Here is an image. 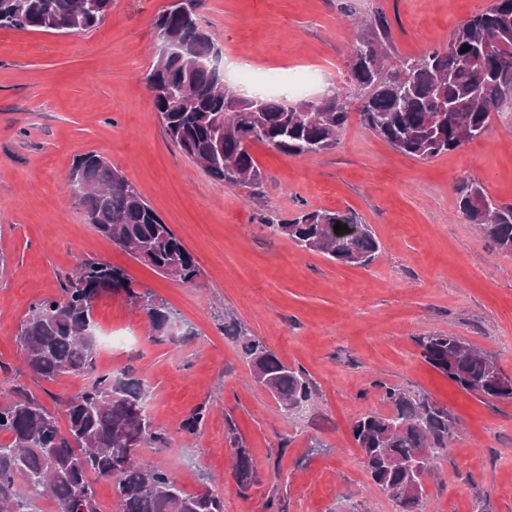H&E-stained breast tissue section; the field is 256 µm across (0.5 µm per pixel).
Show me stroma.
Here are the masks:
<instances>
[{"mask_svg": "<svg viewBox=\"0 0 512 512\" xmlns=\"http://www.w3.org/2000/svg\"><path fill=\"white\" fill-rule=\"evenodd\" d=\"M169 0H112L81 35L0 29V403L15 391L50 410L82 385L48 382L22 363L18 327L30 305L56 297L88 260L124 268L137 288L164 300L187 333L157 343L146 316L121 296L94 310L97 365L132 367L151 387L148 410L174 433L144 463L171 470L188 492L210 488L224 512H265L273 495L287 512H397L376 489L351 436L380 407L377 382L427 395L455 431L425 478L423 512H512V401L460 390L422 357L418 337L454 334L512 376V255L458 213L459 184L481 182L512 204V105L493 112L483 137L429 161L393 150L351 112L336 148L292 157L251 152L263 182L229 188L166 137L145 76L156 61L153 21ZM490 0H205L201 25L223 59L255 72L306 70L347 84L354 21L383 14L396 54L445 46L451 31ZM95 151L137 185L195 257L193 281L165 278L87 223L67 180L78 154ZM355 212L380 254L351 266L303 250L265 219L303 209ZM240 324L282 361L303 368L315 396L289 414L256 383ZM197 435L178 432L196 407ZM250 449L257 482L233 475L228 424Z\"/></svg>", "mask_w": 512, "mask_h": 512, "instance_id": "1", "label": "stroma"}]
</instances>
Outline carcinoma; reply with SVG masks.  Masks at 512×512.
Wrapping results in <instances>:
<instances>
[{
	"mask_svg": "<svg viewBox=\"0 0 512 512\" xmlns=\"http://www.w3.org/2000/svg\"><path fill=\"white\" fill-rule=\"evenodd\" d=\"M203 0H173L153 22L155 36L185 42L189 54L155 61L146 75L155 112L173 144L201 164L216 182L257 187L261 169L251 152L258 142L293 157L336 148L350 105L331 87L311 103L310 113L265 94L244 97L226 85L214 90L213 72L200 61L215 51L214 35L201 27ZM112 0H0V29L78 35L95 30ZM348 61V96L358 102L363 126L395 151L428 160L482 137L490 108L512 98V54L487 48L499 37L512 41V0H494L450 34L448 44L424 54L390 61L391 41L383 17L364 23ZM70 180L87 222L102 236L166 278L193 280V255L170 225L147 203L135 184L94 151L77 156ZM458 210L504 253L512 254V204L496 202L479 182L458 189ZM348 230L334 232L335 223ZM298 247L342 264L367 265L380 251L370 225L353 212L305 209L296 217L269 222ZM106 293L125 297L149 318L151 338L167 340L178 313L149 291L141 292L115 265L94 260L68 277L57 297L31 304L17 340L27 368L47 381L80 376L85 384L63 401L66 428L56 414L24 396L0 404V512H37L35 497L49 495L56 512H98L89 476L112 480L118 512H224V497L211 489L188 493L161 466L138 462L142 448H169L172 435L148 412L150 387L124 367L97 372L96 341L81 335L94 323ZM243 337L242 351L258 383L285 410L310 404L313 382L300 367L279 359L265 341ZM424 360L465 392L512 400V377L463 338L432 334L417 339ZM388 411H368L352 424L354 442L372 484L398 502L400 512H422L426 493L415 467L429 472L447 447L454 421L428 396L413 397L379 383ZM207 409L199 406L180 424L199 432ZM235 477L242 491L256 479L252 454L228 425ZM26 485L28 493L20 490Z\"/></svg>",
	"mask_w": 512,
	"mask_h": 512,
	"instance_id": "obj_1",
	"label": "carcinoma"
}]
</instances>
